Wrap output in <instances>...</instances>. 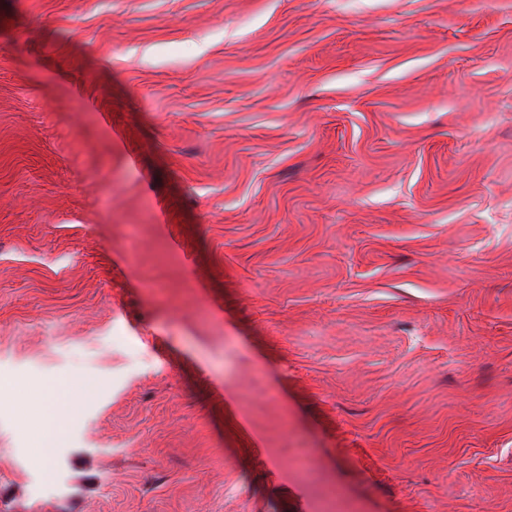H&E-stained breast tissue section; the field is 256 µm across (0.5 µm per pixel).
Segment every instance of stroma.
I'll return each mask as SVG.
<instances>
[{
  "label": "stroma",
  "mask_w": 512,
  "mask_h": 512,
  "mask_svg": "<svg viewBox=\"0 0 512 512\" xmlns=\"http://www.w3.org/2000/svg\"><path fill=\"white\" fill-rule=\"evenodd\" d=\"M0 379V512H512V0H0ZM62 419H57L55 421L49 422L46 424V434L42 441V447L40 448V461L43 465L49 466L50 459L52 457V453L55 448L58 447L59 442L63 436V423Z\"/></svg>",
  "instance_id": "stroma-1"
}]
</instances>
